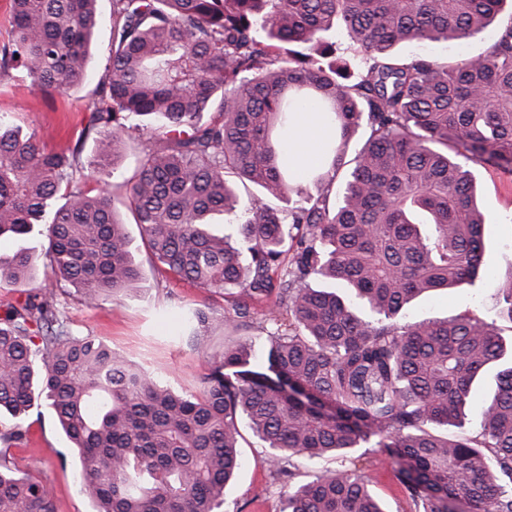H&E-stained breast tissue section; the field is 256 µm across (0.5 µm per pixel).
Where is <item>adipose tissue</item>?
<instances>
[{
	"label": "adipose tissue",
	"instance_id": "adipose-tissue-1",
	"mask_svg": "<svg viewBox=\"0 0 512 512\" xmlns=\"http://www.w3.org/2000/svg\"><path fill=\"white\" fill-rule=\"evenodd\" d=\"M333 128L326 113L311 103L302 104L288 122L286 139L289 164L300 171L324 169L325 146L331 141Z\"/></svg>",
	"mask_w": 512,
	"mask_h": 512
}]
</instances>
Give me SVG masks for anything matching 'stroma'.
<instances>
[{"label": "stroma", "mask_w": 512, "mask_h": 512, "mask_svg": "<svg viewBox=\"0 0 512 512\" xmlns=\"http://www.w3.org/2000/svg\"><path fill=\"white\" fill-rule=\"evenodd\" d=\"M493 31L451 43H403L395 53L402 58L428 54L441 60L482 53ZM110 24L98 31L96 49L89 63L88 77L76 90L64 96L45 97L34 90L23 70L11 71L0 79V114L6 115L24 132L34 134L46 150L61 152L81 146L83 156L92 153L98 133L89 125L86 103L108 65ZM473 172L478 185V204L488 227L482 267L485 274L474 284L449 292L439 291L412 302L403 311V322L445 318L476 311L495 322L504 341H512V323L499 319L491 281L512 264V171L490 164H477ZM120 217L127 226L131 252L140 269L139 280L117 297L96 302L84 300L73 287L56 282L38 257L37 273L29 287L0 283V318L25 303L29 294L50 293L60 304L67 326L76 336H94L116 352L139 365L148 375L180 393H196L212 358L224 351L226 315L232 314L236 299L179 280L169 273L148 250L140 228L128 210ZM202 309L211 320L196 340L177 338L181 314ZM26 439L12 446L9 454L18 470H39L49 484L58 512H94L95 504L81 490V476L75 452L47 407L33 409L24 421ZM243 465L224 497L221 512H278L279 498L272 487L267 451L248 427H241ZM373 494L386 512H415L394 465L374 454L362 462Z\"/></svg>", "instance_id": "stroma-1"}]
</instances>
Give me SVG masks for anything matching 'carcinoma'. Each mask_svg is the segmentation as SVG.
I'll return each instance as SVG.
<instances>
[{"instance_id": "cac0c4a2", "label": "carcinoma", "mask_w": 512, "mask_h": 512, "mask_svg": "<svg viewBox=\"0 0 512 512\" xmlns=\"http://www.w3.org/2000/svg\"><path fill=\"white\" fill-rule=\"evenodd\" d=\"M111 2L84 168L116 165L129 129L147 149L119 193L90 196L71 186L80 147L47 151L0 115V240L20 242L0 256V281L29 284L39 235L52 275L85 300L129 288L139 269L122 205L173 275L243 298L224 323L249 335L229 340L199 393L179 394L70 335L53 295H30L0 319V415L17 419L0 443L21 441L22 419L46 404L78 450L95 512H218L241 467L242 422L270 450L280 512H384L356 448L397 466L415 512H512V354L495 325L474 313L400 322L420 295L479 275L487 219L458 158L512 167V0ZM10 12L1 76L22 68L45 95L85 81L104 21L97 0H11ZM505 12L476 56H393L402 43L467 40ZM304 101L335 114L337 136L328 170L307 175L316 194L294 202L282 133ZM229 173L261 195L236 233L215 234L216 217L236 211ZM495 288L512 321V268ZM249 300L266 303L264 318L250 319ZM209 321L194 311L190 338ZM491 365L480 429L433 432L463 423ZM324 456L342 468L293 481L294 458ZM0 512H57L48 484L1 450Z\"/></svg>"}]
</instances>
